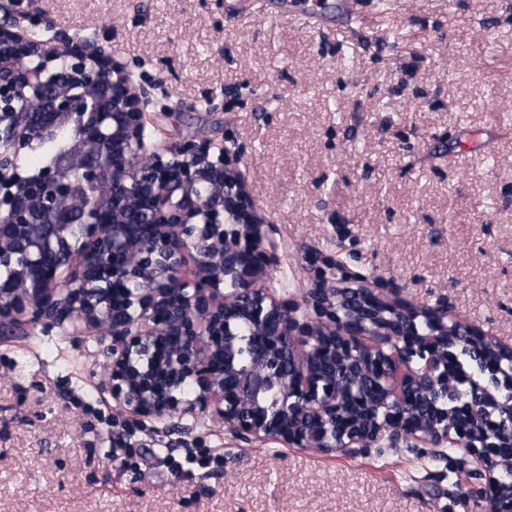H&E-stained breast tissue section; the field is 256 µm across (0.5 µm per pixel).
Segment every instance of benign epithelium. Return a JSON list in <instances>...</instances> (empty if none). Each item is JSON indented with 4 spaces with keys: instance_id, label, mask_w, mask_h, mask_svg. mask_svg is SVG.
Instances as JSON below:
<instances>
[{
    "instance_id": "1",
    "label": "benign epithelium",
    "mask_w": 512,
    "mask_h": 512,
    "mask_svg": "<svg viewBox=\"0 0 512 512\" xmlns=\"http://www.w3.org/2000/svg\"><path fill=\"white\" fill-rule=\"evenodd\" d=\"M24 3L0 4V326L111 336L112 398L134 430L200 412L239 440L326 454L448 447L476 464V505L512 512V347L318 255L304 295L270 291L277 247L239 149L147 151L154 85L95 38H34ZM65 128L72 147L23 173ZM459 347L487 380L452 375Z\"/></svg>"
}]
</instances>
